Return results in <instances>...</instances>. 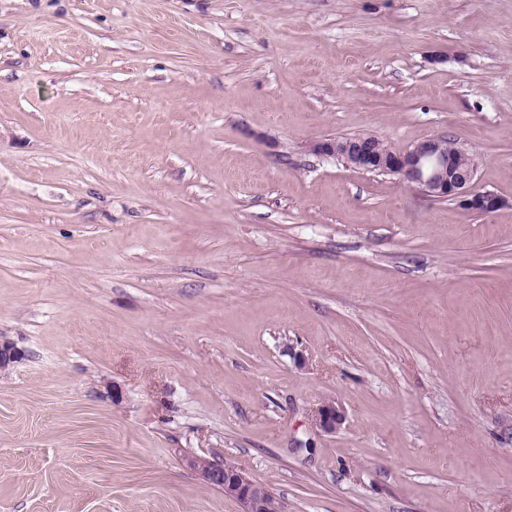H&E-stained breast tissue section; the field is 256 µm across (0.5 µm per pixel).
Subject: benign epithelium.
<instances>
[{
    "label": "benign epithelium",
    "instance_id": "obj_1",
    "mask_svg": "<svg viewBox=\"0 0 512 512\" xmlns=\"http://www.w3.org/2000/svg\"><path fill=\"white\" fill-rule=\"evenodd\" d=\"M447 140L441 135L405 150H383L378 137L365 134L315 140L310 151L322 157L340 158L366 173L396 176L430 197L456 201L474 214H489L507 205L499 195L475 189L477 166L473 154L468 150L451 152ZM18 359L19 351L12 343L0 342V372L9 370ZM344 420L342 411L330 401L318 405L312 414L313 427L327 435L336 433ZM187 465L204 485L218 487L235 500L239 512H268L270 502L275 500L268 488L222 460L192 456Z\"/></svg>",
    "mask_w": 512,
    "mask_h": 512
}]
</instances>
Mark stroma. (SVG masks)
Returning a JSON list of instances; mask_svg holds the SVG:
<instances>
[{
	"label": "stroma",
	"mask_w": 512,
	"mask_h": 512,
	"mask_svg": "<svg viewBox=\"0 0 512 512\" xmlns=\"http://www.w3.org/2000/svg\"><path fill=\"white\" fill-rule=\"evenodd\" d=\"M0 338V512H512V0H0ZM371 134L346 138H323L310 144L318 156L340 158L354 169L379 175L396 176L430 197L457 201L474 214H489L507 204L499 195L475 189L477 166L473 154L456 140L441 135L419 142L405 150L381 149ZM342 411L336 407L335 402L326 401L318 405L312 414V425L322 434H335L344 423ZM187 465L205 486L221 488L225 496L235 500L238 512H267L270 502L276 499L268 488L251 480L238 466L226 465L224 460L192 456Z\"/></svg>",
	"instance_id": "1"
}]
</instances>
